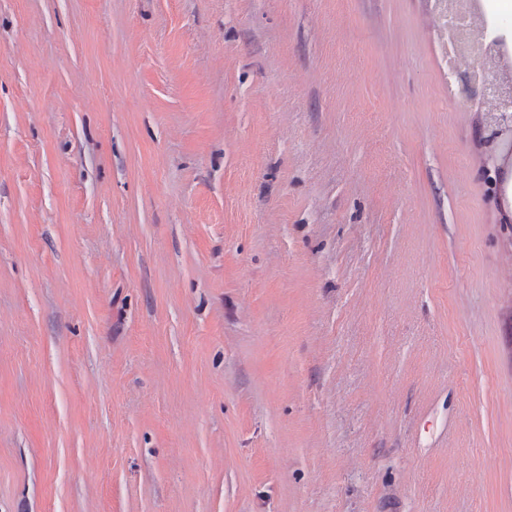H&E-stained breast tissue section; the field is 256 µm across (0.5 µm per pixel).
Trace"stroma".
<instances>
[{"mask_svg": "<svg viewBox=\"0 0 512 512\" xmlns=\"http://www.w3.org/2000/svg\"><path fill=\"white\" fill-rule=\"evenodd\" d=\"M446 0H0V512H512V177Z\"/></svg>", "mask_w": 512, "mask_h": 512, "instance_id": "35a3bbf8", "label": "stroma"}]
</instances>
